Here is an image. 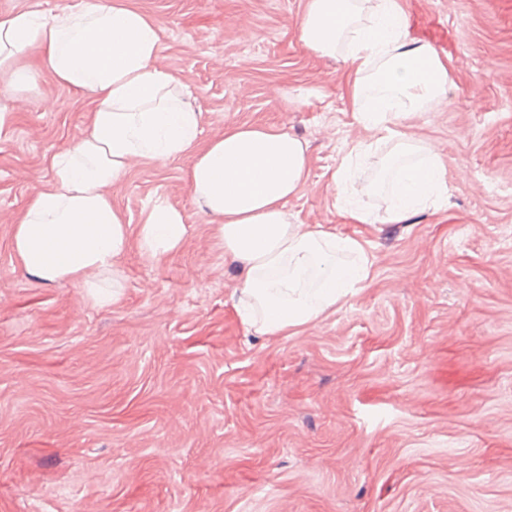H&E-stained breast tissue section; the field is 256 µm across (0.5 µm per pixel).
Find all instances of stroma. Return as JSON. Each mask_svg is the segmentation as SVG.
<instances>
[{"mask_svg": "<svg viewBox=\"0 0 512 512\" xmlns=\"http://www.w3.org/2000/svg\"><path fill=\"white\" fill-rule=\"evenodd\" d=\"M130 2L160 23L201 140L264 124L307 142L288 211L369 241L373 277L296 332L251 334L184 156L111 188L131 229L158 198L188 226L155 261L131 244L118 301L29 278L13 222L91 112L32 52L0 138V512H512V0H406L454 68L407 127L447 191L402 224L338 212L332 175L370 133L342 59L298 39L305 0Z\"/></svg>", "mask_w": 512, "mask_h": 512, "instance_id": "1", "label": "stroma"}]
</instances>
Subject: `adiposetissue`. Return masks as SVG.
<instances>
[{
  "instance_id": "ef3b65f1",
  "label": "adipose tissue",
  "mask_w": 512,
  "mask_h": 512,
  "mask_svg": "<svg viewBox=\"0 0 512 512\" xmlns=\"http://www.w3.org/2000/svg\"><path fill=\"white\" fill-rule=\"evenodd\" d=\"M298 39L317 57L342 56L353 117L372 134L353 144L334 183L343 184L375 144L390 147L381 160L382 175L393 178L384 214L344 206L341 216L351 224H400L434 202L445 188L444 162L404 126L445 100L448 55L411 35L401 0H306ZM34 48L59 84L91 97L93 112L89 131L52 157L49 182L16 220L12 246L27 276L72 283L102 304L116 301L123 286L118 261L131 240L154 260L181 246L187 225L183 211L158 200L130 234L111 188L134 163L189 155L191 195L214 223L225 257L243 273L238 313L247 330L287 335L368 281L373 263L364 242L296 223L286 210L308 178L301 140L242 125L200 143V113L159 64L161 28L153 17L126 0H74L54 14L0 15V78L13 89L35 83L23 63ZM411 154L419 162H408Z\"/></svg>"
}]
</instances>
